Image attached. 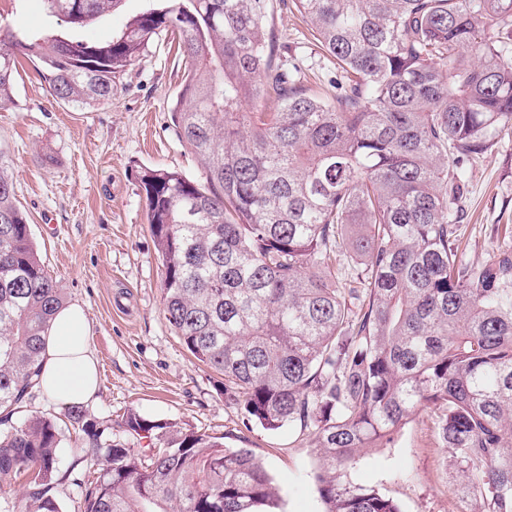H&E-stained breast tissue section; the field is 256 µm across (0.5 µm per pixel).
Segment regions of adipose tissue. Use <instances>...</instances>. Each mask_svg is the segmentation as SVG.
I'll return each instance as SVG.
<instances>
[{"label": "adipose tissue", "mask_w": 512, "mask_h": 512, "mask_svg": "<svg viewBox=\"0 0 512 512\" xmlns=\"http://www.w3.org/2000/svg\"><path fill=\"white\" fill-rule=\"evenodd\" d=\"M91 324L84 303L64 305L46 337L40 377L42 392L54 401L89 404L99 390L98 362L91 348Z\"/></svg>", "instance_id": "ef3b65f1"}]
</instances>
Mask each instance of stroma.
Returning a JSON list of instances; mask_svg holds the SVG:
<instances>
[{
	"instance_id": "obj_1",
	"label": "stroma",
	"mask_w": 512,
	"mask_h": 512,
	"mask_svg": "<svg viewBox=\"0 0 512 512\" xmlns=\"http://www.w3.org/2000/svg\"><path fill=\"white\" fill-rule=\"evenodd\" d=\"M152 5L122 0L81 35L109 40ZM268 23L280 63L298 65L303 85L333 97L341 71L317 48L309 22L285 0H270ZM0 25L49 33L56 21L43 0H0ZM185 75L186 61L164 32L118 75L111 103L81 108L55 100L33 64L22 61L13 102L0 108V163L13 176L44 266L66 300L87 307L99 362L90 414L113 427L133 409L251 449L280 490L279 512H323L307 434L296 424L276 431L243 425L223 378L190 354L164 317L162 268L135 172L162 167L199 177L169 112ZM467 168L463 258L482 263L506 244L498 226L512 225V130ZM353 478L394 499L402 512L466 508L430 408L408 419L394 445L368 451Z\"/></svg>"
}]
</instances>
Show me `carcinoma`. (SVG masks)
<instances>
[{
  "instance_id": "carcinoma-1",
  "label": "carcinoma",
  "mask_w": 512,
  "mask_h": 512,
  "mask_svg": "<svg viewBox=\"0 0 512 512\" xmlns=\"http://www.w3.org/2000/svg\"><path fill=\"white\" fill-rule=\"evenodd\" d=\"M119 2L44 0L61 33L0 27V106L19 56L54 97L93 107L154 35L178 34L189 69L170 112L201 177L136 175L164 316L244 424L309 432L325 512H401L351 472L433 406L469 512H512V247L469 263L461 236L464 165L512 128V0H292L345 74L326 99L276 62L267 0H165L110 41L77 36ZM63 302L0 165V478L23 485L25 512H64L68 480L78 512L278 504L250 449L133 410L134 444L69 406L86 454L61 470L57 423L12 418Z\"/></svg>"
}]
</instances>
